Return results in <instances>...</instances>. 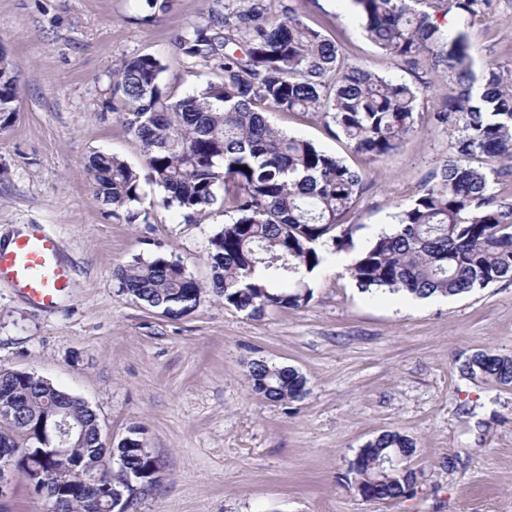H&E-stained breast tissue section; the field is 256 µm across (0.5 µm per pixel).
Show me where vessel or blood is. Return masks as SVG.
I'll return each mask as SVG.
<instances>
[{
  "mask_svg": "<svg viewBox=\"0 0 512 512\" xmlns=\"http://www.w3.org/2000/svg\"><path fill=\"white\" fill-rule=\"evenodd\" d=\"M59 251L56 237L39 225L29 226L11 247L0 246V282H10L35 307L54 309L69 281Z\"/></svg>",
  "mask_w": 512,
  "mask_h": 512,
  "instance_id": "1",
  "label": "vessel or blood"
}]
</instances>
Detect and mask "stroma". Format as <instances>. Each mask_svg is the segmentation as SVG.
Here are the masks:
<instances>
[{"label": "stroma", "mask_w": 512, "mask_h": 512, "mask_svg": "<svg viewBox=\"0 0 512 512\" xmlns=\"http://www.w3.org/2000/svg\"><path fill=\"white\" fill-rule=\"evenodd\" d=\"M204 7L170 0L146 22L141 0H0V49L20 81L15 118L0 131V235L40 225L70 272L51 311L0 283V369L35 372L85 400L107 446L139 429L163 462L142 512H512V386L457 369L481 350L512 356V282L411 302L363 293L348 272L446 159L443 130L423 126L371 163L315 117L268 112L366 186L347 218L355 248L323 246L307 306L253 320L208 296L174 319L120 293L113 271L136 257L165 256L207 281L208 240L225 222L218 212L181 223L149 186V223H127L95 199L85 171L98 151L142 164L138 143L102 111L106 74L122 58L159 57L179 94L208 81L172 44ZM299 7L349 62L414 81L367 39L351 0ZM466 30L476 65L512 66V0H494ZM254 359L298 370L306 395L274 403L252 393ZM385 431L414 439L409 465L421 473L391 502L363 498L347 479L360 448Z\"/></svg>", "instance_id": "obj_1"}]
</instances>
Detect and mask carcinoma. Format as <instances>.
I'll return each instance as SVG.
<instances>
[{
  "label": "carcinoma",
  "mask_w": 512,
  "mask_h": 512,
  "mask_svg": "<svg viewBox=\"0 0 512 512\" xmlns=\"http://www.w3.org/2000/svg\"><path fill=\"white\" fill-rule=\"evenodd\" d=\"M174 38L188 68L212 75L204 86L178 95L163 82L166 65L152 54L121 60L107 75L105 108L141 147L145 174L115 155L97 152L86 171L96 200L134 223H149L140 208L142 181L161 192L158 204L183 218L224 207L229 222L210 238V278L197 280L177 260L135 257L114 271L121 293L162 313L195 311L205 295L249 318L295 309L313 299L309 279L322 263L319 246H354L345 221L364 182L339 157L313 142L272 127L266 112L321 118L370 162L400 149L418 132L423 77L409 84L349 63L336 41L308 25L296 7L270 0H216ZM367 37L397 63L448 78L443 105L427 122L448 133V157L396 215V227L362 249L349 273L363 293L414 298L456 297L512 281V203L495 186L512 178V70L496 63L477 69L468 34L442 25L449 13L463 21L489 13L493 0H352ZM19 79L0 52V128L14 119ZM223 197H218V191ZM466 379L512 384V357L474 353L459 366ZM252 391L272 402L306 393L296 369L251 362ZM0 403L17 417L0 431V455L11 457L27 480L41 472L36 493L51 512H111L101 486H127L161 463L137 450L139 430L109 450L97 413L82 399L29 371L0 369ZM78 428L65 454L45 452L37 418L54 408ZM414 440L396 431L368 441L349 465L367 500L408 495L418 472L407 465ZM403 462L380 468L384 457ZM79 460L93 478L72 471Z\"/></svg>",
  "instance_id": "1"
}]
</instances>
